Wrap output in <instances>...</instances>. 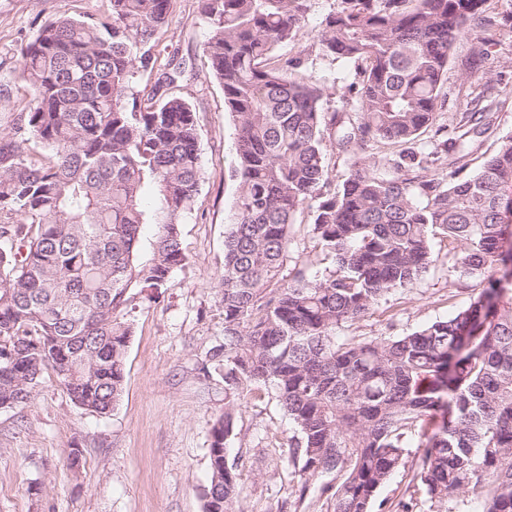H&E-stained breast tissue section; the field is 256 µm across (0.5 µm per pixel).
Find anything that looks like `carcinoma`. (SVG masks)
<instances>
[{
  "label": "carcinoma",
  "mask_w": 512,
  "mask_h": 512,
  "mask_svg": "<svg viewBox=\"0 0 512 512\" xmlns=\"http://www.w3.org/2000/svg\"><path fill=\"white\" fill-rule=\"evenodd\" d=\"M171 0H109L107 18L62 16L22 46L23 94L0 133V409L26 403L44 370L84 411L110 413L122 392L131 333L130 290L148 300L170 287L185 259L179 224L202 179L191 103L134 78ZM488 0H334L318 38L354 67L342 106L322 111L324 89L280 50L308 27L316 0H199L203 46L235 114L238 193L225 239L224 415L213 425L205 512H238L229 463L237 399L273 385L297 435L288 444L299 498L333 512H411L465 493L482 512H512V136L467 173L491 129L492 104L471 98L433 154L414 144L436 122L451 49L469 26L512 32V12ZM347 155L341 188L327 181L324 133ZM400 151L379 160L372 143ZM155 193L153 208L143 204ZM336 269L278 277L295 214ZM147 226L155 227L150 239ZM460 248L470 303L397 337L339 339L336 330L433 262L437 238ZM424 448L410 499L377 501L413 439Z\"/></svg>",
  "instance_id": "carcinoma-1"
}]
</instances>
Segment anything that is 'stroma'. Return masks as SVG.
<instances>
[{"label":"stroma","mask_w":512,"mask_h":512,"mask_svg":"<svg viewBox=\"0 0 512 512\" xmlns=\"http://www.w3.org/2000/svg\"><path fill=\"white\" fill-rule=\"evenodd\" d=\"M317 0L311 25L289 55H301L303 72L322 84V106L342 105L353 68L326 56L317 38L323 11ZM108 0H0V86L16 90L17 49L46 21L67 14L100 16ZM208 30L198 0H171L168 25L152 53L156 68L140 70L138 87L153 86L161 67L181 65L175 93L195 109L203 179L192 210L179 226L186 260L171 286L154 302L131 298L127 320L123 393L105 416L79 409L52 374H44L24 405L0 409V512H203L210 478L211 428L224 413V381L204 374L206 353L224 341V240L238 181L234 175V114L224 109V90L214 78L203 44ZM490 53L472 64L478 41ZM491 84L506 102L494 113V135H512V35L476 27L454 44L434 129L420 137L431 151L440 128L452 127L467 108L469 88ZM310 209L294 219L284 272L323 275L334 263L310 233ZM435 261L412 287L392 291L365 317L344 324L343 338L402 336L447 318L468 301L454 272L447 242L434 246ZM295 433L272 387L241 398L230 439L239 469L242 512H333L329 500L299 499L288 459ZM82 452L79 468L67 465L70 449Z\"/></svg>","instance_id":"obj_1"}]
</instances>
